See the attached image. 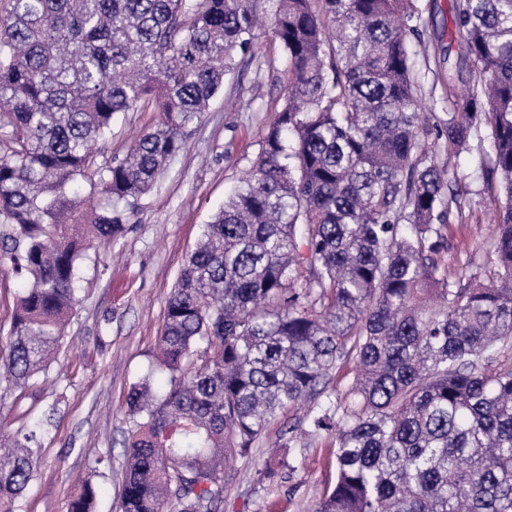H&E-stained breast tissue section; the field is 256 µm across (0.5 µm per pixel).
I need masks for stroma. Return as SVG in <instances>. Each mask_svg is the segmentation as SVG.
<instances>
[{
  "label": "stroma",
  "instance_id": "stroma-1",
  "mask_svg": "<svg viewBox=\"0 0 512 512\" xmlns=\"http://www.w3.org/2000/svg\"><path fill=\"white\" fill-rule=\"evenodd\" d=\"M416 6L420 98L435 133L448 120L442 102L448 67L440 59L457 60L460 46L451 0H417ZM285 85L282 50L270 26L261 24L252 54L239 58L226 76L223 90L191 127L185 150L138 199L124 231L86 260L67 334L39 379V400L56 405L57 414L31 450V477L17 512H69L88 485L96 493V512H120L127 393L154 361L166 299L183 263L226 194L250 172L259 134L275 119ZM154 119L151 112L120 115L105 155L123 157ZM437 162L447 168L462 206L461 215L450 218L448 259L472 260L481 279H488L495 263L485 243L493 232L489 219L497 186L488 177L490 153L442 152ZM327 446L325 435L313 437L303 466L278 470L261 483L245 470L226 476L217 512H313L336 478Z\"/></svg>",
  "mask_w": 512,
  "mask_h": 512
}]
</instances>
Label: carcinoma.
<instances>
[{
    "label": "carcinoma",
    "mask_w": 512,
    "mask_h": 512,
    "mask_svg": "<svg viewBox=\"0 0 512 512\" xmlns=\"http://www.w3.org/2000/svg\"><path fill=\"white\" fill-rule=\"evenodd\" d=\"M266 2L284 102L126 396L121 512H214L237 462L270 477L252 445L305 403L288 432L325 433L336 465L315 512H512V0H452L475 81L448 96V154L487 141L502 183L486 284L470 260L444 264L461 207L424 145L412 0H0V255L24 284L0 385L46 371L88 251L184 150ZM139 111L157 118L98 160L118 114ZM53 419L0 440V512ZM94 510L91 487L71 503Z\"/></svg>",
    "instance_id": "cac0c4a2"
}]
</instances>
